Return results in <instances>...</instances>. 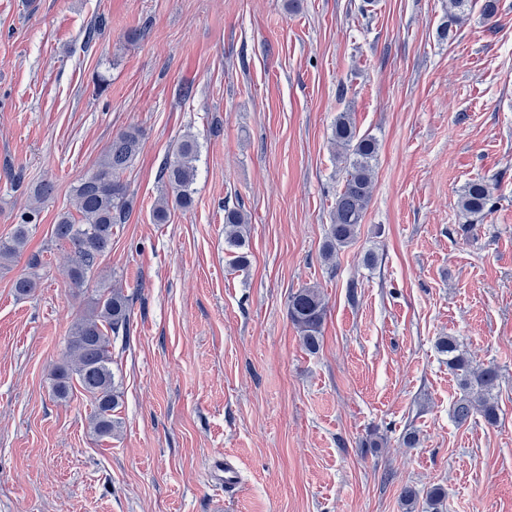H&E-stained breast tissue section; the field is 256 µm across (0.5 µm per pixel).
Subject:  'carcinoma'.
Returning <instances> with one entry per match:
<instances>
[{"mask_svg": "<svg viewBox=\"0 0 512 512\" xmlns=\"http://www.w3.org/2000/svg\"><path fill=\"white\" fill-rule=\"evenodd\" d=\"M447 20L438 31L445 39L476 0H449ZM336 161L346 171L345 182L331 211L323 256L327 260L349 246L357 237L372 197L378 142L369 135H359L348 112L336 117L333 131ZM142 149V134L137 127H129L115 134L94 166L76 179L72 193L80 222L70 213H63L54 225L55 241L67 250V276L77 295L89 278L99 269L101 259L112 250L113 227L129 214L127 190L122 176ZM199 146L194 136L185 135L172 153L162 161L159 170L166 193L157 199L152 209L155 224H166L170 219V205L189 208L194 202L195 162ZM54 185L44 182L31 195L34 204L20 216L11 236L0 241V263L8 264L25 250L28 225L37 219L38 204L50 195ZM461 210L479 215L493 209L490 184L477 180L467 184L459 198ZM249 221L240 203L224 206V244L233 254V264L243 268L249 264L245 251V224ZM39 256H32L26 272L19 275L13 288L20 296H27L38 287ZM131 307L129 298L118 288L92 298L83 313L73 322L65 343L63 359L52 377V393L67 399L73 388L80 387L94 404L90 419L92 432L99 438H110L118 428L112 411L118 405L114 374L112 372V342L128 333ZM326 315V303L318 288L303 287L288 299V317L302 335V343L316 351L321 343V329ZM438 349L448 356V369L459 377L460 395L452 407L455 422L463 424L478 415L490 425L498 420V403L492 389L499 374L492 366L473 367L460 349L458 339L444 336Z\"/></svg>", "mask_w": 512, "mask_h": 512, "instance_id": "1", "label": "carcinoma"}]
</instances>
